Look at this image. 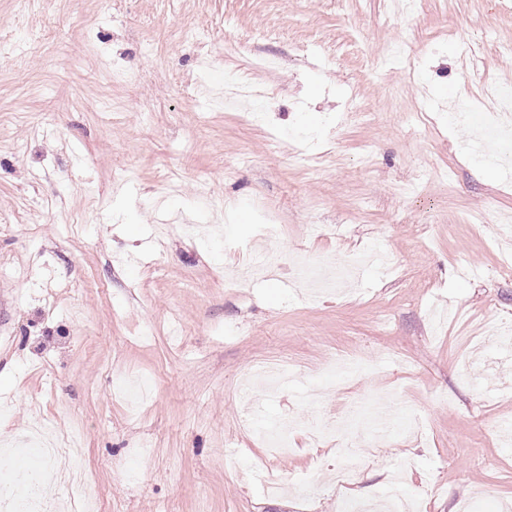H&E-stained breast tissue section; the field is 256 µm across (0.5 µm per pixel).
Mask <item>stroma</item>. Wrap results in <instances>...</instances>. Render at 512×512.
I'll return each mask as SVG.
<instances>
[{
    "label": "stroma",
    "mask_w": 512,
    "mask_h": 512,
    "mask_svg": "<svg viewBox=\"0 0 512 512\" xmlns=\"http://www.w3.org/2000/svg\"><path fill=\"white\" fill-rule=\"evenodd\" d=\"M232 73L270 97L212 106ZM503 85L512 0H0V479L42 469L66 502L22 449L48 421L102 512L512 504V354L469 341L512 323V168L425 100L494 112ZM367 250L393 268L303 297L319 256ZM339 353L366 371L337 378Z\"/></svg>",
    "instance_id": "obj_1"
}]
</instances>
